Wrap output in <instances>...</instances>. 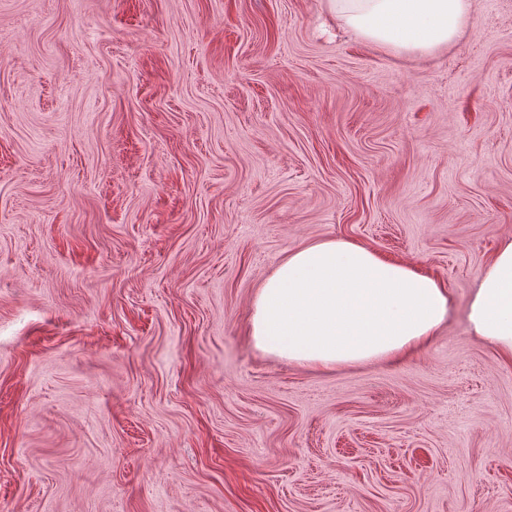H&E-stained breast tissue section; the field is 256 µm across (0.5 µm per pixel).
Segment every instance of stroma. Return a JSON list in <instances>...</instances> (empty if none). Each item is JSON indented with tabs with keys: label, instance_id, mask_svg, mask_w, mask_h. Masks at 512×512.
<instances>
[{
	"label": "stroma",
	"instance_id": "stroma-1",
	"mask_svg": "<svg viewBox=\"0 0 512 512\" xmlns=\"http://www.w3.org/2000/svg\"><path fill=\"white\" fill-rule=\"evenodd\" d=\"M327 0H0V512H512V0L401 54ZM349 239L447 282L435 341L320 371L252 301ZM469 333L512 358V235L503 237L470 292L464 314Z\"/></svg>",
	"mask_w": 512,
	"mask_h": 512
}]
</instances>
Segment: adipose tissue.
Here are the masks:
<instances>
[{
    "instance_id": "ef3b65f1",
    "label": "adipose tissue",
    "mask_w": 512,
    "mask_h": 512,
    "mask_svg": "<svg viewBox=\"0 0 512 512\" xmlns=\"http://www.w3.org/2000/svg\"><path fill=\"white\" fill-rule=\"evenodd\" d=\"M471 10V0H328L345 29L401 53L456 42ZM453 306L446 283L417 267L323 240L291 251L265 281L250 334L260 351L311 367L394 363L431 344ZM464 320L472 336L512 358V235L484 266Z\"/></svg>"
}]
</instances>
